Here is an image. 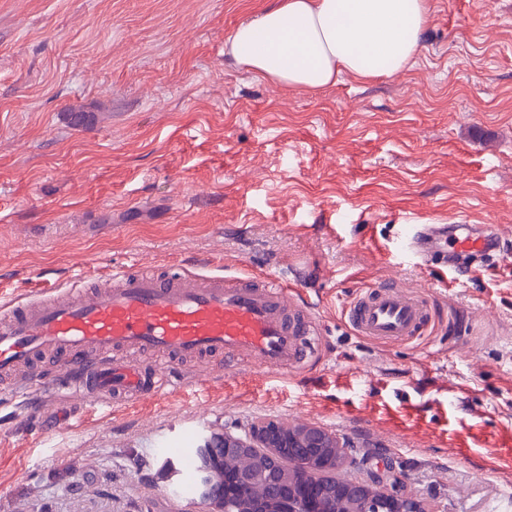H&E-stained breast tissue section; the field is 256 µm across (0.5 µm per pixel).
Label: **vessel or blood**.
<instances>
[{
  "mask_svg": "<svg viewBox=\"0 0 512 512\" xmlns=\"http://www.w3.org/2000/svg\"><path fill=\"white\" fill-rule=\"evenodd\" d=\"M404 246L424 265H445L496 256L501 238L492 224L478 233L424 224ZM346 315L356 332L382 342L418 336L428 322L424 303L392 284L356 295ZM317 336L310 307L271 274L120 271L62 296L46 290L0 314V378L51 367L49 385H78L86 405H130L171 393L174 369L215 356L287 371Z\"/></svg>",
  "mask_w": 512,
  "mask_h": 512,
  "instance_id": "obj_1",
  "label": "vessel or blood"
}]
</instances>
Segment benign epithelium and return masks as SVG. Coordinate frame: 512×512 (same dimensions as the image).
Returning <instances> with one entry per match:
<instances>
[{"mask_svg":"<svg viewBox=\"0 0 512 512\" xmlns=\"http://www.w3.org/2000/svg\"><path fill=\"white\" fill-rule=\"evenodd\" d=\"M250 448L265 450L268 464L274 469L280 466L288 451L298 448L304 454L307 467L296 482V487L307 498L316 493L321 480L334 476L346 456L336 454V449L346 451L348 445L335 434L320 426L306 424L298 430L285 429L273 420L259 421L242 435L231 432H213L199 445V457L203 462L201 484L203 498L213 512H224V496L227 483L224 476V456L238 455ZM260 479L253 470L240 471L233 482V489L244 497L251 485ZM363 488H379L388 496L386 512H426L423 502L406 493L400 475L385 469L373 475L371 481H355Z\"/></svg>","mask_w":512,"mask_h":512,"instance_id":"7a95c632","label":"benign epithelium"}]
</instances>
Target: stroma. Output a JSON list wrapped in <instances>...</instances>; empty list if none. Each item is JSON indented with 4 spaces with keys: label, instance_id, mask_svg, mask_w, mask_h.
<instances>
[{
    "label": "stroma",
    "instance_id": "1",
    "mask_svg": "<svg viewBox=\"0 0 512 512\" xmlns=\"http://www.w3.org/2000/svg\"><path fill=\"white\" fill-rule=\"evenodd\" d=\"M280 0H0V307L108 278L272 274L315 307L296 371L246 360L46 429L75 389L0 394V512H202L169 447L255 421L351 445L341 476L393 467L429 512H512V0H428L414 64L303 91L224 51ZM94 112L91 129L66 119ZM409 224H494L506 256L431 269ZM420 297L422 336L383 343L360 291Z\"/></svg>",
    "mask_w": 512,
    "mask_h": 512
}]
</instances>
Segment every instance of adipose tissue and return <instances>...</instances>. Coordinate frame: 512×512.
I'll list each match as a JSON object with an SVG mask.
<instances>
[{
  "instance_id": "1",
  "label": "adipose tissue",
  "mask_w": 512,
  "mask_h": 512,
  "mask_svg": "<svg viewBox=\"0 0 512 512\" xmlns=\"http://www.w3.org/2000/svg\"><path fill=\"white\" fill-rule=\"evenodd\" d=\"M426 12L427 0H283L240 23L225 49L249 74L319 91L405 70Z\"/></svg>"
}]
</instances>
